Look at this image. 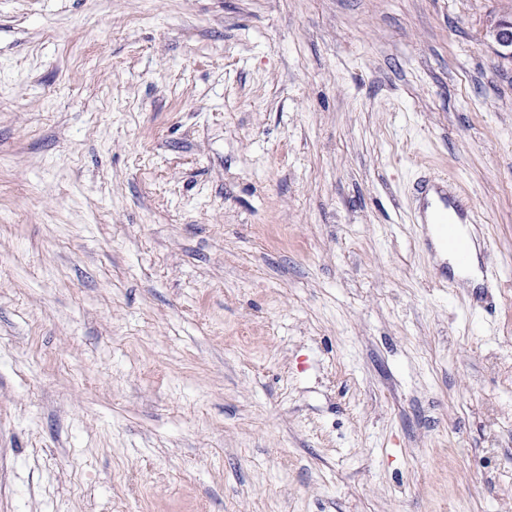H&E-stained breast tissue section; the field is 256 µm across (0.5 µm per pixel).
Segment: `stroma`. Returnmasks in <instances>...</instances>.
<instances>
[{
	"instance_id": "stroma-1",
	"label": "stroma",
	"mask_w": 512,
	"mask_h": 512,
	"mask_svg": "<svg viewBox=\"0 0 512 512\" xmlns=\"http://www.w3.org/2000/svg\"><path fill=\"white\" fill-rule=\"evenodd\" d=\"M510 13L0 0V512H512ZM489 37L495 44V51L498 57L505 60H512V18L504 16L491 26ZM416 191L421 224L432 228V231L428 228L425 245L435 252L441 248L447 255L449 249L458 267L470 268L473 262L470 240L475 245L470 226L477 225L478 218L458 193L456 181L436 175L417 186ZM430 197H434L432 201ZM466 224L468 230L463 233L460 228Z\"/></svg>"
}]
</instances>
